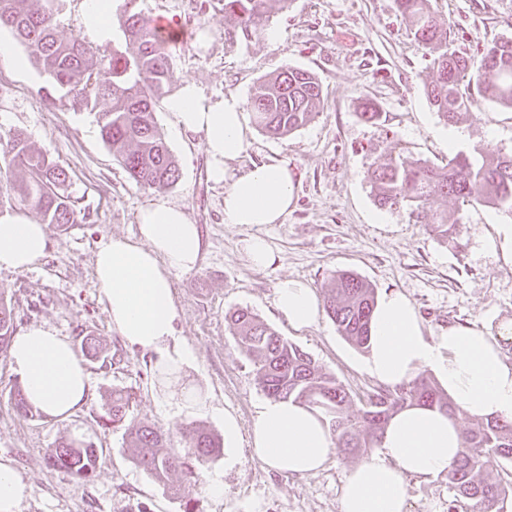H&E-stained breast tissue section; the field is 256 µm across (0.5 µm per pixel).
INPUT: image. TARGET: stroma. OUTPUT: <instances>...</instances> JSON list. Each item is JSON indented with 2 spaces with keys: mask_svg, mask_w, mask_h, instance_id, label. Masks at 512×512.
<instances>
[{
  "mask_svg": "<svg viewBox=\"0 0 512 512\" xmlns=\"http://www.w3.org/2000/svg\"><path fill=\"white\" fill-rule=\"evenodd\" d=\"M432 3L450 25L453 48L474 55L512 36V0ZM137 5L146 17L166 18L187 31L173 57L169 93L188 79L209 101L233 94L246 106L254 85L288 64L314 74L323 97L316 118L287 137L252 128L248 157L229 164L237 173L255 163H287L295 198L283 222L228 224L224 187L207 175L202 134H173L166 101L157 103L154 118L180 176L172 185L147 190L129 178L104 143L95 109L73 107L62 96L46 100V76L29 63L26 48L0 29V137L23 131L36 150L68 171L62 192L76 214L73 224L49 225L45 254L33 267L0 272V292L14 308L17 332L46 326L76 346L88 335L112 359L107 367L85 361L89 393L74 412L27 418L10 399L21 378L0 355V459L10 460L30 489L20 512H184L182 499L133 462L123 428L103 425L116 387L134 395L133 418L163 434L176 435L179 426L193 423L221 436L220 455L198 472L205 480L220 476L224 495L215 498L199 487L195 512H341L344 479L362 456L337 447L323 469L299 476L251 455L252 424L267 396L224 315L233 307L250 308L335 374L356 411L379 387L362 368L365 351L341 336L328 316L308 329L289 325L274 305L279 280L303 279L321 296L334 272L353 271L378 293L406 294L428 335L475 324L497 336L512 363V335L501 333L512 320V262L485 246L512 212L494 205L462 207L447 241L412 223L406 210L379 207L366 178L370 168L398 154L438 165L459 152L512 154V110L481 102L459 123L444 122L426 95L431 58L394 0H289L284 7L273 5L261 32L246 44L226 41L224 0ZM18 58L26 60L24 69L15 68ZM365 99L379 108L378 123L360 119ZM159 199L182 206L204 241L196 268L173 278L180 313L176 335L190 354L177 376L201 395L200 402L180 406L158 380L154 355L131 349L113 330L94 270L99 246L115 235H135L140 210ZM258 233L275 255L265 269L253 268L245 250ZM67 438L96 446L91 478L47 466L48 450ZM469 510L468 501H455L447 476L408 485L407 512Z\"/></svg>",
  "mask_w": 512,
  "mask_h": 512,
  "instance_id": "1",
  "label": "stroma"
}]
</instances>
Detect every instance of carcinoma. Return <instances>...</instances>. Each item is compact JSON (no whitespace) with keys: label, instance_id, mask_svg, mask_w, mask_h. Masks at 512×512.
<instances>
[{"label":"carcinoma","instance_id":"1","mask_svg":"<svg viewBox=\"0 0 512 512\" xmlns=\"http://www.w3.org/2000/svg\"><path fill=\"white\" fill-rule=\"evenodd\" d=\"M270 2L224 0V19L233 23L224 29L225 38L232 43L252 40ZM395 2L399 16L432 57L433 77L426 93L446 122H458L479 101L512 109V38L493 42L475 58L449 47L448 26L432 10L431 0ZM0 26L11 30L28 49L33 64L47 75V98L61 92L75 108L102 105L97 112L102 139L133 181L153 189L178 180L177 163L152 116L154 105L173 79V41L165 29L151 25L142 11L130 9L122 17L128 51L93 49L79 39L61 38L56 12L41 0H0ZM100 64L111 74L105 83L98 79ZM321 100L322 86L312 73L285 65L254 88L251 108L263 132L282 138L311 122ZM6 153L10 159L0 168V181L9 184L10 194H1L0 203L14 200L29 206L46 224L74 223L75 212L60 193L67 181L65 169L33 150L19 131L10 133ZM17 168L23 172L19 179L14 173ZM367 177L380 207L404 208L415 223L431 225L445 239L460 223L459 211L427 208L436 198L512 210V155L494 150L480 152L478 159L459 152L444 165L392 158L369 170ZM375 302V288L367 280L350 271H338L324 308L346 340L367 350ZM225 321L251 358L267 396L320 410L330 418V428L344 448L372 452L389 418L406 406H428L451 417L457 413L448 393L423 372L403 386L374 392L354 418L349 413L351 394L336 377L257 314L247 307L231 308ZM14 331L13 308L0 294L1 354L8 351ZM13 400L22 416H41L28 402L23 387L14 390ZM132 406L131 393L112 389L108 420L124 427L135 464L157 481L166 483L169 475L188 466L190 459L203 464L221 453V438L193 425L180 428L184 447H169L167 436L129 419ZM462 440V451L447 473L457 497L471 503V512H488L489 503L512 500V482L490 478L503 463H512V419H480L463 432ZM96 461L93 443L76 438L59 442L47 458L53 468L80 478L92 476Z\"/></svg>","mask_w":512,"mask_h":512}]
</instances>
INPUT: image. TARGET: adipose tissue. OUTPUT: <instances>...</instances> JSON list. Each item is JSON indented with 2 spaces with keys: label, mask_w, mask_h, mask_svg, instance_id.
<instances>
[{
  "label": "adipose tissue",
  "mask_w": 512,
  "mask_h": 512,
  "mask_svg": "<svg viewBox=\"0 0 512 512\" xmlns=\"http://www.w3.org/2000/svg\"><path fill=\"white\" fill-rule=\"evenodd\" d=\"M168 110L175 131L203 134L208 177L224 187L225 223L282 221L294 197L287 164L264 163L239 174L228 167L252 146L238 97L208 102L186 80ZM202 246L200 227L185 210L158 200L141 211L136 237H112L96 252L95 274L113 329L127 345L155 354L159 369L178 370L188 356L175 337L179 311L173 277L195 268ZM46 247V225L20 214L0 216V271L30 268ZM276 307L298 329L315 325L321 312L314 288L297 278L277 283ZM9 360L28 401L48 416L70 414L82 403L87 375L67 337L45 326L30 328L14 336ZM363 369L390 387L429 369L464 413L512 416V364L503 359L497 341L474 325L427 335L418 309L399 291L376 301ZM250 442L271 468L297 475L322 468L334 446L321 413L290 400L260 405ZM461 448L455 420L424 406L401 410L388 422L379 450L347 476L342 512H406L407 478L425 480L447 472Z\"/></svg>",
  "instance_id": "adipose-tissue-1"
}]
</instances>
